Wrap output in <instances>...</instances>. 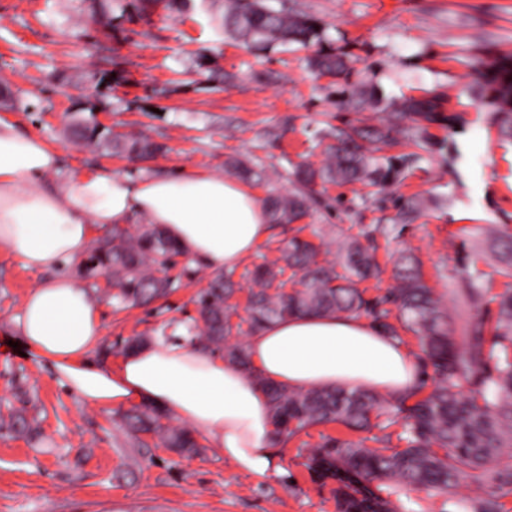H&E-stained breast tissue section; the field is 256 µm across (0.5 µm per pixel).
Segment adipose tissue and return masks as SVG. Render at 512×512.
Returning <instances> with one entry per match:
<instances>
[{"label":"adipose tissue","instance_id":"adipose-tissue-1","mask_svg":"<svg viewBox=\"0 0 512 512\" xmlns=\"http://www.w3.org/2000/svg\"><path fill=\"white\" fill-rule=\"evenodd\" d=\"M61 156L0 118V245L54 279L29 291L18 320L31 358L84 404H150L203 435L236 469L280 475L270 404L259 379L298 390L342 387L409 397L421 375L414 354L363 317L288 316L246 339L249 367L158 335L118 366L94 352L102 323L94 297L70 272L95 228L140 218L209 271L231 270L270 232L251 185L198 169L130 178L100 169L61 176Z\"/></svg>","mask_w":512,"mask_h":512}]
</instances>
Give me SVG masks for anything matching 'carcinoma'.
<instances>
[{"label":"carcinoma","mask_w":512,"mask_h":512,"mask_svg":"<svg viewBox=\"0 0 512 512\" xmlns=\"http://www.w3.org/2000/svg\"><path fill=\"white\" fill-rule=\"evenodd\" d=\"M224 29L253 50L275 44L307 49L316 44L319 49L309 58V66L344 83L342 110L361 112L383 102L376 89L352 80L355 70L348 55L325 44L323 25L308 13L275 10L268 0H231L230 9L224 13ZM472 69L476 81L488 91L483 104L495 111L501 134L512 139V57L479 60ZM442 112V98L432 94L405 101L381 126L345 122L331 128L327 136L334 144L329 147V161L320 167L297 166L293 172L295 190L286 195L273 190L265 199L268 223L288 228L291 236L277 248L275 259H265L243 274L255 285L246 316L232 322L235 306L231 300L237 283L233 280L235 271H224L215 274L208 288L197 295V316L187 327L188 336L168 334L164 327L161 332L170 340L185 339L243 366L248 364L245 345L231 344L230 338L249 335L291 315L365 316L398 340L402 330L415 333L421 344V374H427L429 368L432 374L429 393L410 406L404 399L379 392L301 391L268 384L254 375L269 396L274 441L286 445L313 427L329 424L355 432L376 428L383 432L371 437L380 444L378 448H369L362 440L321 436L312 450L313 463L332 464L367 482L406 484L445 500L458 487L472 485L479 494L469 501L466 512H505L502 499L512 495V461L501 453V449L512 447V290L489 298L482 287L486 273L478 268L477 261L463 266L464 292L475 313L468 324L465 347L460 350L442 298L426 284L412 257L402 258L398 286L370 300L358 283L379 272L372 237H367L365 245L356 238L346 239L337 263L319 261L318 246L302 237L307 229L311 236H319L314 225L301 224L317 202V185L376 186L393 179L394 157L383 155L385 147L410 121L420 123L418 129L423 133L426 128L422 123L446 121ZM74 134L89 145H110L139 160L164 151V146L147 136H114L112 130H101L88 122L75 125ZM487 246L496 261V272L512 277V234L492 231ZM181 259L184 270L193 262L157 225L141 224L135 234L126 226L114 225L106 229L86 266L88 271L100 269L112 279L116 287L112 299L116 310L121 311L165 298L180 287L181 275L172 271ZM489 300L498 307L493 322L484 312ZM389 304L397 314L387 308ZM165 418L159 408L143 404L126 413L123 421L137 445L141 444L140 434L149 432L181 453L199 452L193 433L163 423ZM401 420L405 423L406 447L396 448L387 429ZM336 499L338 512H395L389 499H359L343 488L336 490Z\"/></svg>","instance_id":"carcinoma-1"}]
</instances>
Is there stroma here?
<instances>
[{
  "label": "stroma",
  "mask_w": 512,
  "mask_h": 512,
  "mask_svg": "<svg viewBox=\"0 0 512 512\" xmlns=\"http://www.w3.org/2000/svg\"><path fill=\"white\" fill-rule=\"evenodd\" d=\"M319 18L325 39L348 53L359 78L399 101L436 91L448 97L449 127L432 124L435 146H414L415 129L390 148L405 159L400 181L372 187L327 185L309 221L324 232L320 260L335 261L338 244L374 224L378 278L367 294L396 287L401 254L420 262L426 283L442 295L457 340L474 310L460 293L463 258L486 272L491 293L507 284L488 256L485 228L512 231V143L500 140L471 75L478 59L512 55V0H270ZM230 0H187L150 19L137 0H0V117L56 147L65 169H105L133 178L187 167L223 173L232 157L292 191L297 164H324L328 126L363 120L378 125L382 109L340 111L341 86L317 77L307 51L275 46L249 50L224 31ZM119 17L105 28L101 18ZM234 74L232 83L213 72ZM94 118L114 133H145L165 145L148 160L113 155L71 138L72 121ZM418 204L397 230L401 207ZM73 273L91 287L103 335L95 356L107 364L124 355L133 336L152 339L163 323L195 315L194 300L210 271L191 264L168 298L117 312L104 273ZM46 274L25 268L0 246V512H337L344 474L314 467L307 449L274 447L281 475L265 482L237 470L212 448L180 453L156 436L134 447L119 407L91 408L60 386L48 365L27 358L17 320L31 288ZM37 417L35 431L12 427ZM359 494L391 498L400 512H465L474 497L457 488L448 500L423 491H389L380 483Z\"/></svg>",
  "instance_id": "stroma-1"
}]
</instances>
